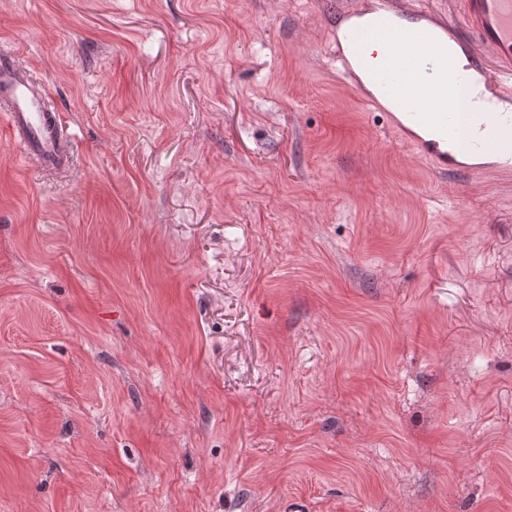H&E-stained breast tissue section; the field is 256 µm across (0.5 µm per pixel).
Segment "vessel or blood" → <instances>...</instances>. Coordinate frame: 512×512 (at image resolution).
Instances as JSON below:
<instances>
[{
	"mask_svg": "<svg viewBox=\"0 0 512 512\" xmlns=\"http://www.w3.org/2000/svg\"><path fill=\"white\" fill-rule=\"evenodd\" d=\"M472 22V40L452 27L443 35L428 29L427 12L398 9L390 0L341 8L345 28L335 41L339 75L364 74V102L390 113L393 128L437 168L460 166L463 157L489 155L493 168L512 173V0H459ZM490 48L505 63L495 74L471 54L469 43ZM377 45L376 68L362 69L359 49ZM50 89L16 56L0 51V129L24 162L43 170L70 164L69 135L49 105Z\"/></svg>",
	"mask_w": 512,
	"mask_h": 512,
	"instance_id": "b4317fda",
	"label": "vessel or blood"
}]
</instances>
